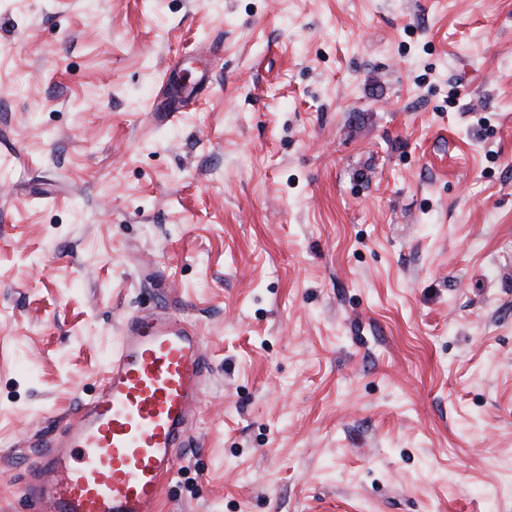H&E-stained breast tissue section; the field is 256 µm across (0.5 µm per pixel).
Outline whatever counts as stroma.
I'll return each instance as SVG.
<instances>
[{"label":"stroma","mask_w":512,"mask_h":512,"mask_svg":"<svg viewBox=\"0 0 512 512\" xmlns=\"http://www.w3.org/2000/svg\"><path fill=\"white\" fill-rule=\"evenodd\" d=\"M161 309L160 512H512V0H0V512Z\"/></svg>","instance_id":"obj_1"}]
</instances>
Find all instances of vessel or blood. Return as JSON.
I'll list each match as a JSON object with an SVG mask.
<instances>
[{"instance_id":"1","label":"vessel or blood","mask_w":512,"mask_h":512,"mask_svg":"<svg viewBox=\"0 0 512 512\" xmlns=\"http://www.w3.org/2000/svg\"><path fill=\"white\" fill-rule=\"evenodd\" d=\"M205 375L199 326L130 314L98 392L28 469V512H155Z\"/></svg>"}]
</instances>
